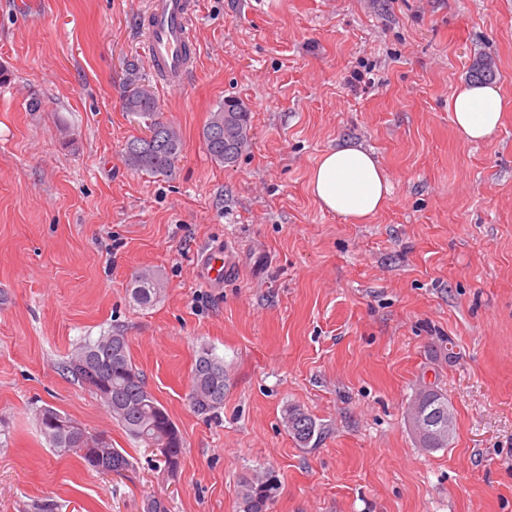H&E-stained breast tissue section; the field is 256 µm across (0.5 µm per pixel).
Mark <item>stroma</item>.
I'll list each match as a JSON object with an SVG mask.
<instances>
[{
    "instance_id": "35a3bbf8",
    "label": "stroma",
    "mask_w": 512,
    "mask_h": 512,
    "mask_svg": "<svg viewBox=\"0 0 512 512\" xmlns=\"http://www.w3.org/2000/svg\"><path fill=\"white\" fill-rule=\"evenodd\" d=\"M195 2L197 68L156 94L183 143L162 176L123 159L143 132L123 95L153 81L148 0H0V512H239V481L267 468V512H512V0ZM483 60L502 120L469 143L448 100ZM228 97L251 143L224 166L202 130ZM344 142L393 186L364 223L309 189ZM217 243L230 271L212 288L196 264ZM144 269L162 283L148 307ZM111 331L183 436L176 473L60 370ZM204 347L227 375L211 416L189 396ZM426 383L455 416L433 452L407 422ZM47 405L132 470L55 453ZM290 405L316 421L308 446ZM133 285L132 295L140 305L150 304L160 293V282L158 278L149 271L137 275ZM283 423L288 434L302 447L312 441L317 430L315 420L297 406L285 409Z\"/></svg>"
}]
</instances>
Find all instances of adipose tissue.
<instances>
[{
    "instance_id": "ef3b65f1",
    "label": "adipose tissue",
    "mask_w": 512,
    "mask_h": 512,
    "mask_svg": "<svg viewBox=\"0 0 512 512\" xmlns=\"http://www.w3.org/2000/svg\"><path fill=\"white\" fill-rule=\"evenodd\" d=\"M458 133L482 142L496 131L502 100L498 91L480 83H464L448 101ZM392 185L373 151L343 144L325 152L314 167L310 191L321 210L363 223L377 215L391 195Z\"/></svg>"
}]
</instances>
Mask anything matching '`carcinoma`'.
Masks as SVG:
<instances>
[{"label":"carcinoma","instance_id":"1","mask_svg":"<svg viewBox=\"0 0 512 512\" xmlns=\"http://www.w3.org/2000/svg\"><path fill=\"white\" fill-rule=\"evenodd\" d=\"M239 101L226 99L211 113L202 131L206 150L217 163L230 165L247 149L250 141L249 112H227V107H237ZM124 108L141 112L144 125L153 137L145 140L133 137L125 143V163L139 171L168 175L176 168L182 152V141L174 128L160 119V107L153 91H147L142 101L124 97ZM160 293V282L146 271L134 279L132 295L141 305L153 302ZM91 358V372L74 367V362ZM62 371L72 380L88 388L92 394L100 392L107 397L100 399L112 418L121 425L126 434L160 454L161 461L170 472L181 465L184 440L162 404L147 389L144 375L131 360L125 336L114 332L98 337L94 342L77 347L62 365ZM227 377L224 362L203 348L195 361L191 402L201 414L215 413L224 403ZM419 405L437 411H450L448 395L439 388L430 387L419 392ZM41 435L54 451L62 455L73 454L84 464L100 473L112 471L118 475L130 470L131 461L119 449L112 446V439H105L106 455L98 452V434L86 431V440L81 442L72 434L67 424L75 421L71 415L44 407L37 413ZM283 423L295 442L305 447L317 430L315 420L297 406L285 409ZM278 490L272 481V472L265 470L243 478L237 487L240 512H267L268 503Z\"/></svg>","mask_w":512,"mask_h":512}]
</instances>
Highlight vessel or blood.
<instances>
[{
	"label": "vessel or blood",
	"mask_w": 512,
	"mask_h": 512,
	"mask_svg": "<svg viewBox=\"0 0 512 512\" xmlns=\"http://www.w3.org/2000/svg\"><path fill=\"white\" fill-rule=\"evenodd\" d=\"M195 0H149L142 52L160 85L175 90L195 68V40L191 18ZM227 269L222 248L210 249L198 267L200 279L223 284Z\"/></svg>",
	"instance_id": "vessel-or-blood-1"
}]
</instances>
